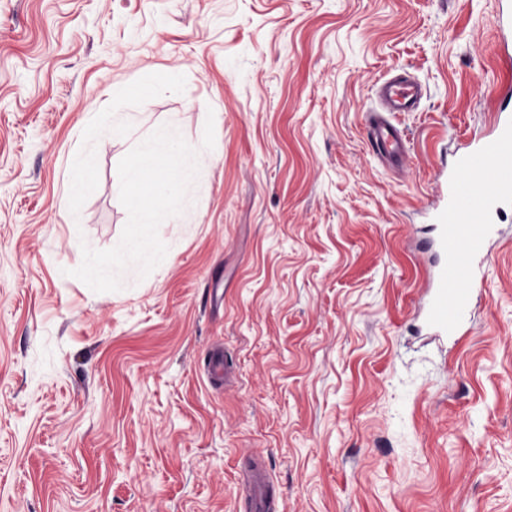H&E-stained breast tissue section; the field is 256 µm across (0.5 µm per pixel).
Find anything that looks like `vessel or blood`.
Returning <instances> with one entry per match:
<instances>
[{"label": "vessel or blood", "instance_id": "obj_1", "mask_svg": "<svg viewBox=\"0 0 512 512\" xmlns=\"http://www.w3.org/2000/svg\"><path fill=\"white\" fill-rule=\"evenodd\" d=\"M501 55L512 57V0H500ZM377 107L367 113V138L388 167L406 154L403 132L392 122L398 112L418 108L424 87L398 74L376 87ZM491 129L468 142L454 157L428 217L435 226L437 254L427 279L425 323L434 336H455L471 320V303L490 262V242L499 234L496 218L512 201V86H503L494 104Z\"/></svg>", "mask_w": 512, "mask_h": 512}]
</instances>
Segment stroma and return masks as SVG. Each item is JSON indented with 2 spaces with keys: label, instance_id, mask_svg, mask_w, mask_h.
<instances>
[{
  "label": "stroma",
  "instance_id": "obj_1",
  "mask_svg": "<svg viewBox=\"0 0 512 512\" xmlns=\"http://www.w3.org/2000/svg\"><path fill=\"white\" fill-rule=\"evenodd\" d=\"M497 9L0 0V512H255L252 463L266 512H512V204L467 335L420 333L413 250L441 159L512 83ZM398 72L424 97L394 172L366 113ZM145 74L160 92L131 97ZM209 117L160 265L70 277L120 241L119 161Z\"/></svg>",
  "mask_w": 512,
  "mask_h": 512
}]
</instances>
